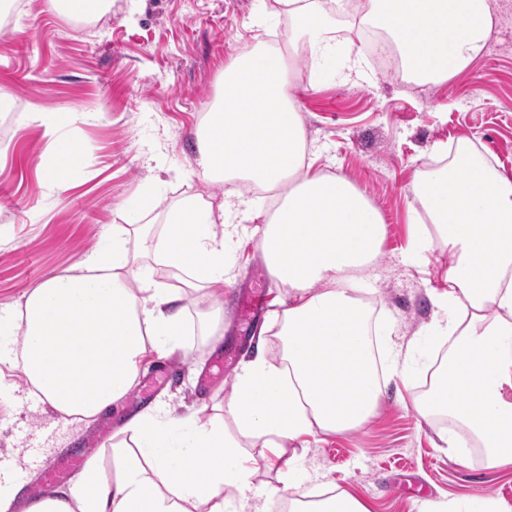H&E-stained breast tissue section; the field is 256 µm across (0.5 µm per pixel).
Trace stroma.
Masks as SVG:
<instances>
[{
  "label": "stroma",
  "instance_id": "obj_1",
  "mask_svg": "<svg viewBox=\"0 0 512 512\" xmlns=\"http://www.w3.org/2000/svg\"><path fill=\"white\" fill-rule=\"evenodd\" d=\"M16 22L0 32V90L15 99L0 113V309L16 308L39 282L74 271L125 223L127 205L140 196L155 199L144 223L152 236L164 229L165 214L194 197L219 204L225 185L197 174V133L203 115L222 89L226 65L274 39H288L295 21L274 13L273 0H109L91 21L70 18L51 0H13ZM494 16H505L503 35L485 47L463 73L418 91L406 75L382 70L351 17L322 0L326 34L340 50L312 59L307 46L287 55L285 69L302 116L307 158L315 170L342 175L364 192L387 226L373 270L360 284L371 288L382 312L395 323L392 339L408 348L422 340L435 317L433 294L448 284V253L433 247L426 262H404L412 238L411 215L419 205L407 191L416 173L445 158L457 143H470L503 174L512 177V0H491ZM363 66L351 81L341 72L346 59ZM36 112H70L63 137L81 151L79 165L62 187H50L38 169L49 145ZM250 207L234 214L239 229L226 251L223 333L218 347L205 342L206 312L213 296L190 294L184 313V348L152 354L139 377L164 368L167 381L153 401L173 417L222 423L237 366L257 345L280 353L274 336H261L272 313L288 306V293L271 278L256 248L272 216L264 197L250 195ZM267 288V312L250 327L236 322L239 289ZM426 385L418 373L412 391L391 380L375 415L361 429L318 436L297 448L309 480L321 493L342 491L363 499L371 512H420L427 501L472 496L512 503V468H486L466 452L457 459L444 441L451 422L424 421L410 395ZM98 421L69 423L36 402L0 398V467L12 470L18 502L29 501L36 482L61 455L92 449L101 475L113 481L130 443L126 400ZM255 459L253 502L276 512L280 498L266 497L285 458L263 448Z\"/></svg>",
  "mask_w": 512,
  "mask_h": 512
}]
</instances>
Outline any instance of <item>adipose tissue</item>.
Returning a JSON list of instances; mask_svg holds the SVG:
<instances>
[{
    "instance_id": "obj_1",
    "label": "adipose tissue",
    "mask_w": 512,
    "mask_h": 512,
    "mask_svg": "<svg viewBox=\"0 0 512 512\" xmlns=\"http://www.w3.org/2000/svg\"><path fill=\"white\" fill-rule=\"evenodd\" d=\"M276 2L312 31V54L334 52L332 39L319 35L316 0ZM359 24L391 36L410 74L443 82L482 53L492 9L489 0H365ZM33 118L54 136L40 167L49 186H60L80 159L78 147L57 135L72 116ZM305 149L283 51L228 65L224 90L204 117L197 173L208 182L289 187L258 242L270 276L290 293L276 322L280 355L259 348L241 365L228 425L178 422L163 407L148 408L129 425L137 451L114 482H103L91 462L77 483L24 512H253L255 470L245 442L279 457L287 444L357 430L379 405L384 373L410 384L415 365L433 362L442 348L435 383L411 397L415 411L466 431L449 447L475 443L488 468L512 466V178L462 143L449 162L427 166L409 185L428 221L414 225L407 262L426 261L436 245L449 262L434 326L423 346L404 351L389 325L370 322L357 278L379 256L386 228L348 179L306 167ZM150 205H130L111 246L75 273L38 283L18 310L0 312V363L20 354L30 395L63 418L93 419L125 396L141 360L182 346L188 292L228 281L225 248L237 233L229 219L246 205L240 192H225L217 206L194 200L168 212L151 254L186 273L180 288L154 280L127 248ZM305 482L292 456L267 493L287 495L289 512H370L348 493L314 499Z\"/></svg>"
}]
</instances>
